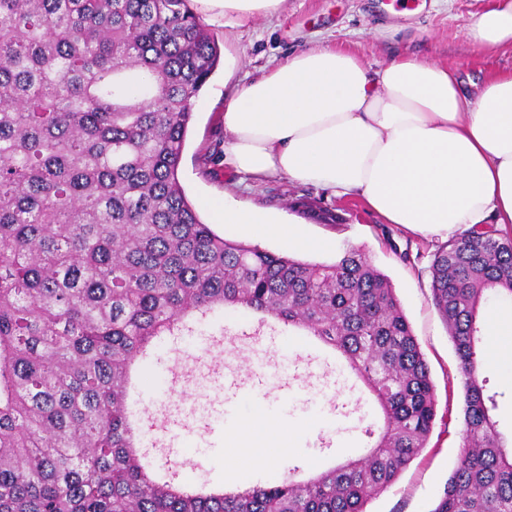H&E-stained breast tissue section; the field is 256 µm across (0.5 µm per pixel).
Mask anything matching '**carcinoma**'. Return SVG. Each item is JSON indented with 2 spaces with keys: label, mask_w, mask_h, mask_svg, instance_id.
I'll list each match as a JSON object with an SVG mask.
<instances>
[{
  "label": "carcinoma",
  "mask_w": 512,
  "mask_h": 512,
  "mask_svg": "<svg viewBox=\"0 0 512 512\" xmlns=\"http://www.w3.org/2000/svg\"><path fill=\"white\" fill-rule=\"evenodd\" d=\"M219 62L190 0H0V512H366L428 444L435 388L388 277L356 249L317 263L226 240L187 198L186 133ZM430 294L463 389L431 512H512V449L479 378L482 304L512 301V235L483 224L438 246ZM218 306L338 351L382 414L367 451L232 492L154 473L131 367Z\"/></svg>",
  "instance_id": "obj_1"
}]
</instances>
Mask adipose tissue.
Segmentation results:
<instances>
[{
    "mask_svg": "<svg viewBox=\"0 0 512 512\" xmlns=\"http://www.w3.org/2000/svg\"><path fill=\"white\" fill-rule=\"evenodd\" d=\"M225 24L277 13L283 0H202ZM479 47L512 46V0L469 25ZM227 151L243 173L282 176L356 195L385 223L448 236L479 224L512 228V70L477 96L447 67L403 53L380 70L337 47L298 51L232 91L224 105ZM225 225L291 247L318 241L306 227L224 205ZM488 359L512 384V303L485 310ZM299 430L260 402L224 434L228 449L275 464Z\"/></svg>",
    "mask_w": 512,
    "mask_h": 512,
    "instance_id": "ef3b65f1",
    "label": "adipose tissue"
}]
</instances>
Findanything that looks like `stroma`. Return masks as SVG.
<instances>
[{
    "label": "stroma",
    "mask_w": 512,
    "mask_h": 512,
    "mask_svg": "<svg viewBox=\"0 0 512 512\" xmlns=\"http://www.w3.org/2000/svg\"><path fill=\"white\" fill-rule=\"evenodd\" d=\"M403 0H285L274 16L234 26L205 17L225 63L194 103L193 118L182 152L178 178L202 219L226 239L235 234L217 223L209 202L231 200L241 209L271 215L280 222L307 224L318 238L332 241L328 251L309 253L313 262H331L349 248L361 249L386 274L402 304L428 362L435 384L439 416L429 443L400 478L372 499L366 512H430L458 457L462 428V386L448 330L430 300V265L442 240L405 226L385 225L355 197H338L312 184L271 176L254 178L238 172L225 152L224 99L261 71L295 51L321 45L347 48L366 67L382 68L396 53L407 50L456 72L467 94L476 93L490 74L512 70V46L487 51L467 37V26L499 0H404L410 14H398ZM399 27L401 37L381 35ZM308 197L334 208L335 224L308 222L293 209L295 199ZM241 313L215 310L196 328L200 348L184 336H164L152 354L134 366L136 389L150 406L154 421L153 456L169 462L192 459L198 470H183L185 483L209 480L211 486L249 485L278 475V468L224 474L225 411H243L242 398L252 394L277 417L302 428L296 461L303 475L357 456L364 439L359 419H374L375 409L363 383L352 373H338V353L318 341L287 350L285 338L269 332L251 338L224 333ZM482 378L494 394L499 431L512 437V385L495 366L484 363ZM186 437L175 446L172 429Z\"/></svg>",
    "instance_id": "35a3bbf8"
}]
</instances>
